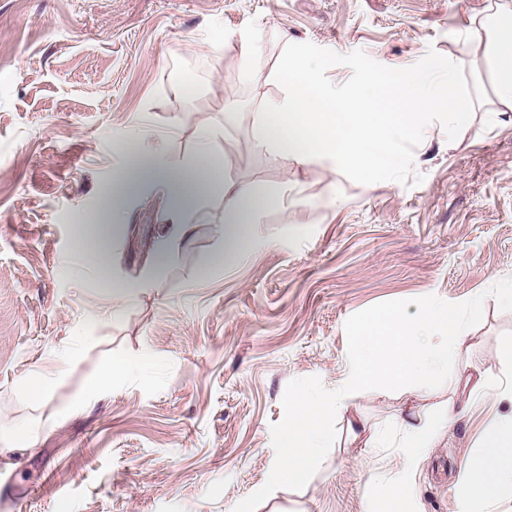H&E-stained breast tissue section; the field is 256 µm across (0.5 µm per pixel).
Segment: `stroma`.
Returning a JSON list of instances; mask_svg holds the SVG:
<instances>
[{"mask_svg": "<svg viewBox=\"0 0 512 512\" xmlns=\"http://www.w3.org/2000/svg\"><path fill=\"white\" fill-rule=\"evenodd\" d=\"M512 0H0V512H365L398 474L400 419L453 399L465 411L407 474L401 512H463V462L512 401H467L452 378H503L512 340V112L470 29ZM256 48L240 55V39ZM360 49L404 68L428 48L464 67L473 117L440 124L414 153V186L371 185L333 161L256 146L254 119L279 99L286 44ZM209 142H202V134ZM184 172L223 167L189 235L172 234L161 189L119 212L105 199L126 152ZM288 193L257 212L256 247L224 254L225 187ZM157 278L122 304L112 280ZM448 305L481 361L403 391L369 385L353 402L389 432L377 457L324 415L320 452L283 430L298 391L334 393L374 313L417 318ZM480 299V310L471 302ZM123 375L94 386L113 358ZM57 373L38 401L36 369ZM29 436L15 449L16 430ZM303 458L288 469L289 448Z\"/></svg>", "mask_w": 512, "mask_h": 512, "instance_id": "35a3bbf8", "label": "stroma"}]
</instances>
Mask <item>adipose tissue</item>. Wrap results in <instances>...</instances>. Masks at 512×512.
Wrapping results in <instances>:
<instances>
[{
  "instance_id": "adipose-tissue-1",
  "label": "adipose tissue",
  "mask_w": 512,
  "mask_h": 512,
  "mask_svg": "<svg viewBox=\"0 0 512 512\" xmlns=\"http://www.w3.org/2000/svg\"><path fill=\"white\" fill-rule=\"evenodd\" d=\"M477 42L487 43L495 64V93L500 103L512 111V10H500L471 31ZM221 165L210 158L199 169L173 172L162 158L148 151L135 155L129 169L118 182L111 198L119 203L128 188L140 181L161 185L174 209L189 207L200 198ZM229 204L236 218L224 227L228 254L241 257L254 247L247 234L245 217L256 206L274 208L280 205L279 195L270 194L262 200L226 188ZM476 351L469 336L462 333L454 312L434 301H426L421 316L408 320L394 311L369 318L358 338L357 363L346 382L336 390V409L348 411V394L361 387L389 378L391 386L413 382L423 386L448 373L450 356ZM460 414L455 402L443 401L433 411L406 421L402 426L410 438V452L403 460L404 468H412L429 449L437 447L445 431ZM460 483L466 489L468 512H486L512 487V415L498 418L480 445L476 458L464 462Z\"/></svg>"
}]
</instances>
